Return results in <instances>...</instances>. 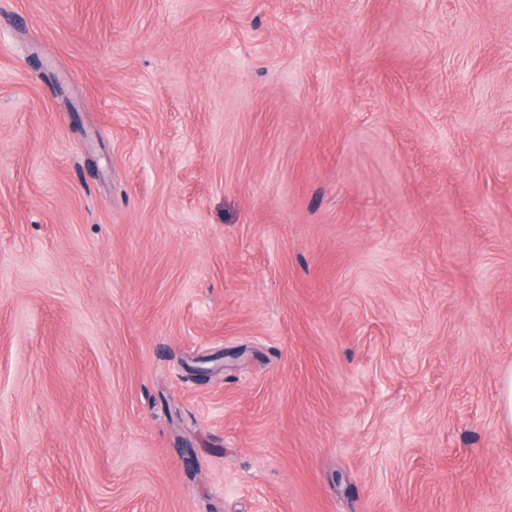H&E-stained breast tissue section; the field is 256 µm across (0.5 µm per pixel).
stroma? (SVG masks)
<instances>
[{
	"label": "stroma",
	"mask_w": 512,
	"mask_h": 512,
	"mask_svg": "<svg viewBox=\"0 0 512 512\" xmlns=\"http://www.w3.org/2000/svg\"><path fill=\"white\" fill-rule=\"evenodd\" d=\"M510 365L512 0H0V512H512ZM498 411L501 424L512 429V366L503 369L499 376Z\"/></svg>",
	"instance_id": "stroma-1"
}]
</instances>
